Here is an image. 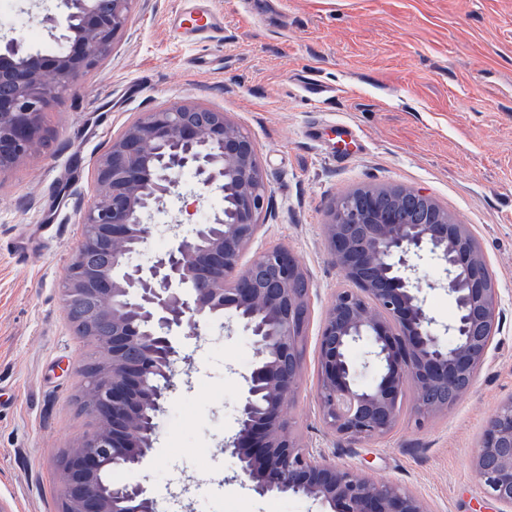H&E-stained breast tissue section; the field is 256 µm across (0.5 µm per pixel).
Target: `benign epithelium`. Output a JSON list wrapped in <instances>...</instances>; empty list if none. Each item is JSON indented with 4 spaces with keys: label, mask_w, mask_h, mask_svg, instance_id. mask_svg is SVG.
<instances>
[{
    "label": "benign epithelium",
    "mask_w": 512,
    "mask_h": 512,
    "mask_svg": "<svg viewBox=\"0 0 512 512\" xmlns=\"http://www.w3.org/2000/svg\"><path fill=\"white\" fill-rule=\"evenodd\" d=\"M135 0H59L39 24L58 48L32 51L0 37V172L40 148L47 112L112 54ZM191 169L202 197L212 187L234 207L196 224L149 268L130 256L151 237L153 212ZM269 186L253 136L221 110L186 95L143 112L96 160L86 228L61 288L64 311L99 357L80 368L83 407L94 434L61 461V512H155L142 484L105 487L108 468H138L155 434L153 420L173 386L178 350L171 335L232 312L259 349L246 377L232 446L255 491L313 498L331 512H433L412 491L354 466L298 447L287 412L300 384L305 275L289 249L242 263L256 237ZM326 250L352 288H338L321 323L316 395L326 426L351 448L389 432L410 386L416 424L448 410L474 383L500 329V295L469 225L407 186L357 188L332 199ZM430 254L456 316L442 345L425 307L417 260ZM367 339L384 372L369 388L354 382L348 352ZM162 375V384L151 379ZM473 469L485 493L512 512V398L502 402L475 448Z\"/></svg>",
    "instance_id": "obj_1"
}]
</instances>
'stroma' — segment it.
Wrapping results in <instances>:
<instances>
[{"mask_svg":"<svg viewBox=\"0 0 512 512\" xmlns=\"http://www.w3.org/2000/svg\"><path fill=\"white\" fill-rule=\"evenodd\" d=\"M220 38L175 40L167 20L181 0H136L110 59L48 113L50 142L0 174V512H58L60 462L95 429L80 403L79 340L60 299L92 195L94 165L138 114L189 94L228 113L255 138L270 194L243 254L288 247L309 288L299 393L288 411L303 447L362 468L425 499L433 512H498L472 456L496 408L512 398V0H212ZM207 66H197L198 57ZM356 133L336 156L337 125ZM363 186H408L471 226L499 288L501 325L471 389L417 426L414 395L358 456L342 454L316 399L318 333L347 284L325 250L326 205ZM179 180L154 224L189 233L220 193L195 200ZM432 281L438 324L455 303ZM178 331L174 388L157 416L142 466L116 469L139 482L158 512H326L320 501L259 495L238 475L229 442L245 380L258 360L250 332L226 313Z\"/></svg>","mask_w":512,"mask_h":512,"instance_id":"1","label":"stroma"}]
</instances>
